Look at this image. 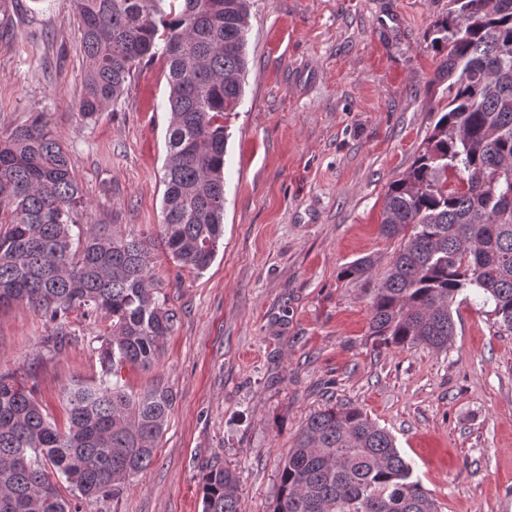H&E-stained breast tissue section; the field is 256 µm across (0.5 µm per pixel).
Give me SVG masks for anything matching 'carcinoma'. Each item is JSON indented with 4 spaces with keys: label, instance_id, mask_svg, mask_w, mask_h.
<instances>
[{
    "label": "carcinoma",
    "instance_id": "cac0c4a2",
    "mask_svg": "<svg viewBox=\"0 0 512 512\" xmlns=\"http://www.w3.org/2000/svg\"><path fill=\"white\" fill-rule=\"evenodd\" d=\"M86 58L78 112L93 119L122 98L137 67L161 58L169 85L168 158L157 237L79 230L84 204L67 152L43 118L0 139V308L25 302L54 335L68 314L105 313L93 338L101 373L64 388L60 428L35 389L0 372V512H82L118 500L152 465L172 408L170 391L139 394L127 366L151 368L178 312L154 287L156 247L203 273L224 233L227 121L247 67L250 0H71ZM431 45L448 103L406 174L384 196L380 234L397 240L380 278L362 257L341 274L369 285L378 347L445 349L452 306L480 300L495 333L512 335V0H448ZM239 474L212 467L202 512H239ZM270 512H438L394 437L344 403L311 414L283 460Z\"/></svg>",
    "mask_w": 512,
    "mask_h": 512
}]
</instances>
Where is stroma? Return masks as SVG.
I'll list each match as a JSON object with an SVG mask.
<instances>
[{
    "mask_svg": "<svg viewBox=\"0 0 512 512\" xmlns=\"http://www.w3.org/2000/svg\"><path fill=\"white\" fill-rule=\"evenodd\" d=\"M244 96L228 121L224 235L203 273L157 252L152 276L179 322L156 364L125 369L174 402L151 468L83 512H202L211 467L237 469L240 512H267L308 416L351 403L391 432L439 512H512V335L478 305L452 308L447 349L374 348L347 263L395 249L379 234L390 184L446 103L430 29L448 0H253ZM84 53L70 0H9L0 28V137L43 115L85 192L81 227L143 236L162 222L169 88L142 66L118 103L83 121ZM107 315L52 328L25 303L0 310V372L36 364L45 414L100 375L90 341Z\"/></svg>",
    "mask_w": 512,
    "mask_h": 512,
    "instance_id": "1",
    "label": "stroma"
}]
</instances>
